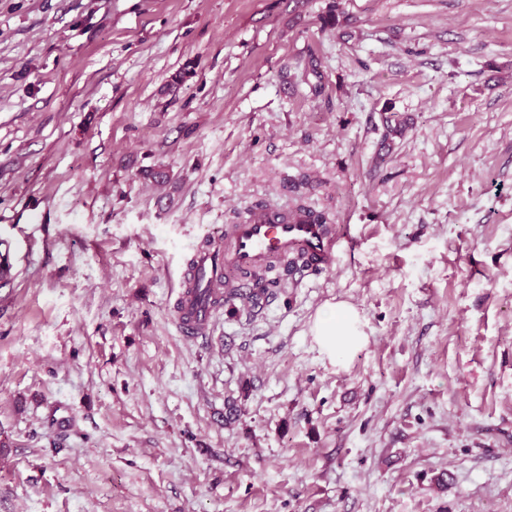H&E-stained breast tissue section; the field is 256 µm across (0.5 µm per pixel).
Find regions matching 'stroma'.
<instances>
[{
	"mask_svg": "<svg viewBox=\"0 0 512 512\" xmlns=\"http://www.w3.org/2000/svg\"><path fill=\"white\" fill-rule=\"evenodd\" d=\"M258 204L351 247L186 340ZM0 246V512H512V0H0ZM311 332L320 352L333 363L346 360L367 342L358 311L344 302L321 308Z\"/></svg>",
	"mask_w": 512,
	"mask_h": 512,
	"instance_id": "stroma-1",
	"label": "stroma"
}]
</instances>
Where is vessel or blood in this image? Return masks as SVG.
<instances>
[{"instance_id": "b4317fda", "label": "vessel or blood", "mask_w": 512, "mask_h": 512, "mask_svg": "<svg viewBox=\"0 0 512 512\" xmlns=\"http://www.w3.org/2000/svg\"><path fill=\"white\" fill-rule=\"evenodd\" d=\"M342 247L334 225L270 207L247 211L220 235L203 240L187 263L174 306L180 334L191 340L203 336L226 297L265 303L271 270L281 269L283 279L297 283L329 270Z\"/></svg>"}]
</instances>
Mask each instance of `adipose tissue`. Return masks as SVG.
Returning <instances> with one entry per match:
<instances>
[{"mask_svg": "<svg viewBox=\"0 0 512 512\" xmlns=\"http://www.w3.org/2000/svg\"><path fill=\"white\" fill-rule=\"evenodd\" d=\"M311 332L320 352L334 363L346 360L367 341L358 311L344 302L321 308Z\"/></svg>", "mask_w": 512, "mask_h": 512, "instance_id": "obj_1", "label": "adipose tissue"}]
</instances>
